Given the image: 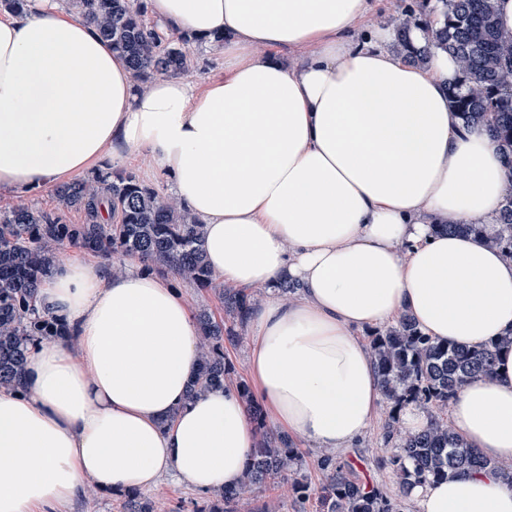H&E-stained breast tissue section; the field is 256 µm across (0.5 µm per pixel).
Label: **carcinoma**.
<instances>
[{
    "instance_id": "1",
    "label": "carcinoma",
    "mask_w": 512,
    "mask_h": 512,
    "mask_svg": "<svg viewBox=\"0 0 512 512\" xmlns=\"http://www.w3.org/2000/svg\"><path fill=\"white\" fill-rule=\"evenodd\" d=\"M63 6L85 17L112 50L127 61L137 84L157 77L183 75L188 70L186 33L167 38L146 23L141 0H62ZM393 49L409 62L422 64L432 51L455 56L460 75L449 91L452 106L464 124H486L507 161L508 193L503 198L499 228L488 240L512 257V34L497 22L496 0H420L392 19ZM424 31V50L411 41L413 30ZM56 210L18 204L0 211V387L22 379L30 344L61 335L55 319L35 314L37 288L50 271L59 246L69 243L93 252L136 256L149 268L174 271L201 289L215 277L203 252L204 225L185 208L144 184L131 171L99 169L87 178L55 188ZM83 211L85 222L66 224L60 213ZM448 233L485 235L482 224H438ZM231 324L218 322L207 308L196 314L201 334V363L190 396L220 386L233 372L230 346L242 343L241 328L249 309L259 302V288H220ZM386 403L385 442H398L389 465L399 487L446 478L472 470L506 472L469 448L448 425V404L458 388L478 375L490 374L500 342L478 348L431 341L407 317L369 336ZM250 419L265 427L266 411L250 387L237 381ZM416 401L430 411V425L421 433L399 430V410ZM301 451L285 435L263 434L251 454L244 484L222 490L193 512H267L243 502L251 488L291 487L292 503L283 509L308 512L317 501L319 512H395L387 496L362 484L351 471L336 465L325 452L318 464L326 483L318 490L300 476ZM123 512H155L152 500L140 492L124 497Z\"/></svg>"
}]
</instances>
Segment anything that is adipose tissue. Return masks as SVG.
I'll return each instance as SVG.
<instances>
[{
    "label": "adipose tissue",
    "instance_id": "ef3b65f1",
    "mask_svg": "<svg viewBox=\"0 0 512 512\" xmlns=\"http://www.w3.org/2000/svg\"><path fill=\"white\" fill-rule=\"evenodd\" d=\"M146 8L169 31L223 35V76L140 87L91 23L51 0L0 18V191L148 153L203 222L214 275L295 284L251 309L248 373L269 420L319 449L350 447L383 404L367 329L406 314L436 342L508 338L448 424L512 465V259L434 230L495 227L508 186L497 142L449 103L455 59L419 66L389 50L392 26H360L372 0ZM35 306L71 337L33 346L21 386L0 388V512H61L88 487L119 496L165 473L204 494L244 483L256 428L234 385L189 398L198 330L170 278L72 249ZM408 496L417 512H512V484L491 471Z\"/></svg>",
    "mask_w": 512,
    "mask_h": 512
}]
</instances>
